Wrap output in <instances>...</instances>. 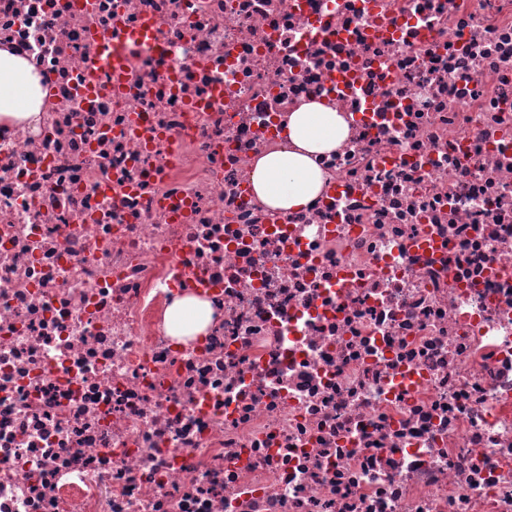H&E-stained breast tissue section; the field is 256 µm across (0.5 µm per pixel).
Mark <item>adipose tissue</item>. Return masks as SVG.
I'll return each mask as SVG.
<instances>
[{"label": "adipose tissue", "instance_id": "ef3b65f1", "mask_svg": "<svg viewBox=\"0 0 512 512\" xmlns=\"http://www.w3.org/2000/svg\"><path fill=\"white\" fill-rule=\"evenodd\" d=\"M43 97L30 66L0 49V118H35ZM346 133L343 118L322 104L309 103L293 112L288 121V150L261 158L251 173L258 197L275 209L305 207L322 186L312 154L333 150Z\"/></svg>", "mask_w": 512, "mask_h": 512}]
</instances>
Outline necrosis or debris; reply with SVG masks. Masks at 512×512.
Listing matches in <instances>:
<instances>
[{
    "label": "necrosis or debris",
    "instance_id": "obj_1",
    "mask_svg": "<svg viewBox=\"0 0 512 512\" xmlns=\"http://www.w3.org/2000/svg\"><path fill=\"white\" fill-rule=\"evenodd\" d=\"M0 47L46 89L0 125V512H512V0H0ZM310 102L348 135L276 210ZM346 133L343 118L322 104L309 103L293 112L287 131L292 148L261 158L251 173L258 197L275 209L305 207L322 186V174L309 155L333 150ZM189 307L196 311L187 312ZM172 327L176 335H192L201 332L209 320V312L194 299H185L174 304L171 312Z\"/></svg>",
    "mask_w": 512,
    "mask_h": 512
}]
</instances>
